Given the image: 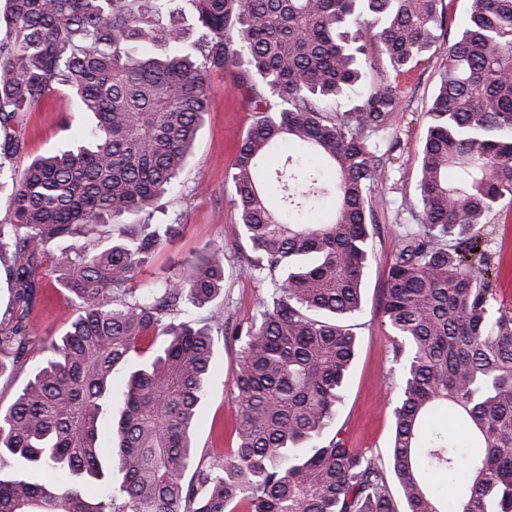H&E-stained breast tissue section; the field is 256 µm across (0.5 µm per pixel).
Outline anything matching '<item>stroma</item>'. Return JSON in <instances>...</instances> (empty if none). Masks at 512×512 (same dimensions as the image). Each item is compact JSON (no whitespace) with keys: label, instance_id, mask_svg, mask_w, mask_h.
Wrapping results in <instances>:
<instances>
[{"label":"stroma","instance_id":"obj_1","mask_svg":"<svg viewBox=\"0 0 512 512\" xmlns=\"http://www.w3.org/2000/svg\"><path fill=\"white\" fill-rule=\"evenodd\" d=\"M471 0H450L442 31L422 53L417 66L396 71L388 62L364 68L362 85L382 80L396 86L400 103L389 128L378 141L377 152L389 170L388 183L380 188L382 205L376 210L379 233L373 240L374 256L363 285L364 307L358 318L357 355L349 382L338 406L336 422L342 426L347 447L387 459L393 431L392 408L397 395L392 333L378 313L387 270L404 235L415 231L408 209L417 197L419 152L426 134V112L434 96L439 72L448 48L462 31ZM256 117L233 87L224 71H213L208 80V110L195 141L194 154L180 181L181 198L159 197L156 220L175 223L173 236L149 257L137 281L160 279L174 262L193 258L201 250L216 247L224 252V289L212 302L223 310L230 324H247L255 315L258 283L249 277L251 251L239 236L237 215L230 202V173L238 146ZM91 123L76 101L58 91L46 97L23 118L20 139L24 152L19 165L38 155L64 148L80 140ZM496 268V288L512 305V198L501 200L491 224L481 230ZM38 296L29 320L40 339L62 335L76 311L69 294L56 280L38 277ZM238 343L226 341L213 360L209 387L201 400L196 423L198 453L212 458L230 452L235 441L236 418L233 379L239 368Z\"/></svg>","mask_w":512,"mask_h":512}]
</instances>
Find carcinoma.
Listing matches in <instances>:
<instances>
[{
	"label": "carcinoma",
	"instance_id": "1",
	"mask_svg": "<svg viewBox=\"0 0 512 512\" xmlns=\"http://www.w3.org/2000/svg\"><path fill=\"white\" fill-rule=\"evenodd\" d=\"M0 1V176L13 183L0 220L12 295L0 315V373L35 348L28 316L45 256L77 310L0 409V466L74 480L0 473V512H512V307L479 249L480 230L512 197V0H471L427 112L417 230L397 249L378 308L399 368L386 463L346 447L336 406L378 233L385 167L375 139L399 93L377 82L352 112L330 104L356 89L367 60L418 63L445 24L446 0H189L190 48L180 20H151L154 0ZM214 70L232 71L258 114L231 183L250 275L270 287L234 332L236 447L205 464L195 426L226 329L223 312L196 310L223 290L224 256L205 249L147 294L133 280L168 237L153 205L179 183ZM60 89L93 115L86 141L16 172L13 124ZM290 141L307 155L259 176ZM328 195L330 218L306 223ZM129 216L137 220L120 222ZM108 223V245L49 254L51 243ZM135 356L114 394L113 371ZM106 411L112 433L102 437ZM441 411L455 432L429 423ZM432 474L454 486V510ZM104 477L112 493L90 499L87 482Z\"/></svg>",
	"mask_w": 512,
	"mask_h": 512
}]
</instances>
